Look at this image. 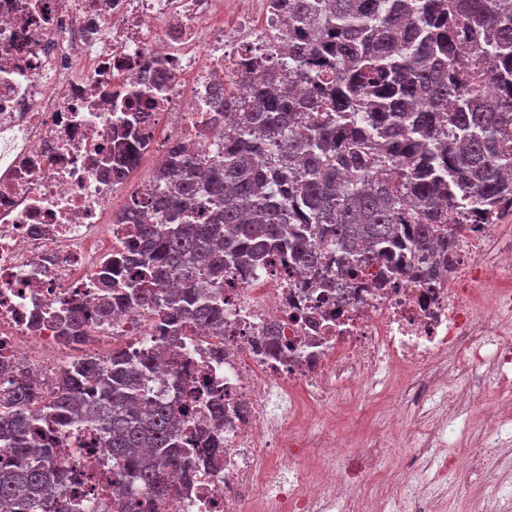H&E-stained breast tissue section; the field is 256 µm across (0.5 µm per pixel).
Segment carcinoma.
<instances>
[{
    "label": "carcinoma",
    "instance_id": "1",
    "mask_svg": "<svg viewBox=\"0 0 512 512\" xmlns=\"http://www.w3.org/2000/svg\"><path fill=\"white\" fill-rule=\"evenodd\" d=\"M288 60L256 76L244 63L247 102L228 96L224 152L201 165L175 148L151 198L164 222L136 204L133 268L121 303L149 302L171 335L183 320L224 326V270L287 255L309 272L356 279L395 252L430 271L447 262L466 200L475 218L512 205V0H282ZM139 159L122 143L119 173ZM88 313L69 311L60 336L86 335ZM154 358L78 362L38 417L26 379L0 397V503L66 512L76 477L50 466L48 426L90 425L106 435L112 475L155 501L170 495L190 458L178 407L148 387Z\"/></svg>",
    "mask_w": 512,
    "mask_h": 512
}]
</instances>
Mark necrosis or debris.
<instances>
[{"mask_svg": "<svg viewBox=\"0 0 512 512\" xmlns=\"http://www.w3.org/2000/svg\"><path fill=\"white\" fill-rule=\"evenodd\" d=\"M275 0H0V393L25 375L41 395L39 414L64 368L84 359L107 363L113 351L160 360L150 376L180 407V428L205 430L224 453L198 463L158 512H430L420 460L436 477L461 473L475 493L471 512H498L512 482L493 480L488 442L512 423V205L469 221L449 267L350 280V304L337 306L335 272H301L282 259L264 268L224 272V327L184 324L172 337L147 304L113 308L92 320L81 345L58 336L54 314L101 295L99 274L112 264L123 283L129 225L108 221L116 207L161 190L153 176L171 149L209 163L224 147L220 91L237 88L240 63H266L281 38ZM136 128L138 166L114 174L117 128ZM498 385L479 412L484 431L465 452L441 455L445 429L375 431L363 452L343 454L328 415L336 390L373 392L395 374L414 376L416 402L469 405L488 371ZM224 403L214 418L215 399ZM399 480L389 495L352 496V474L373 478L380 457L401 436ZM55 468L86 486L78 512H112L128 486L112 476V455L93 428H56ZM317 468H309V461Z\"/></svg>", "mask_w": 512, "mask_h": 512, "instance_id": "obj_1", "label": "necrosis or debris"}]
</instances>
